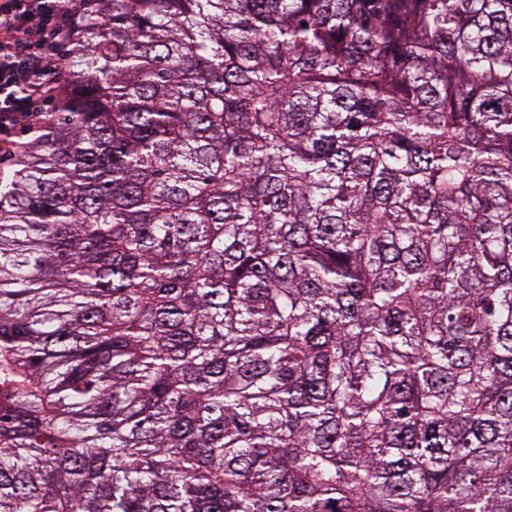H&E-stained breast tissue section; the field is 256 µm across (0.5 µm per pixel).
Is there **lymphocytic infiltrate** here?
<instances>
[{
	"label": "lymphocytic infiltrate",
	"instance_id": "lymphocytic-infiltrate-1",
	"mask_svg": "<svg viewBox=\"0 0 512 512\" xmlns=\"http://www.w3.org/2000/svg\"><path fill=\"white\" fill-rule=\"evenodd\" d=\"M86 8V0H0V132L21 118L43 122L39 102L63 89L45 76L61 73L56 48L76 34Z\"/></svg>",
	"mask_w": 512,
	"mask_h": 512
}]
</instances>
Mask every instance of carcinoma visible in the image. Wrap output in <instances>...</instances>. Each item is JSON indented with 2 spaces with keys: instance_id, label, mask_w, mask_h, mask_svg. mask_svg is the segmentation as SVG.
Wrapping results in <instances>:
<instances>
[{
  "instance_id": "carcinoma-1",
  "label": "carcinoma",
  "mask_w": 512,
  "mask_h": 512,
  "mask_svg": "<svg viewBox=\"0 0 512 512\" xmlns=\"http://www.w3.org/2000/svg\"><path fill=\"white\" fill-rule=\"evenodd\" d=\"M0 184V512H512V0H90Z\"/></svg>"
}]
</instances>
